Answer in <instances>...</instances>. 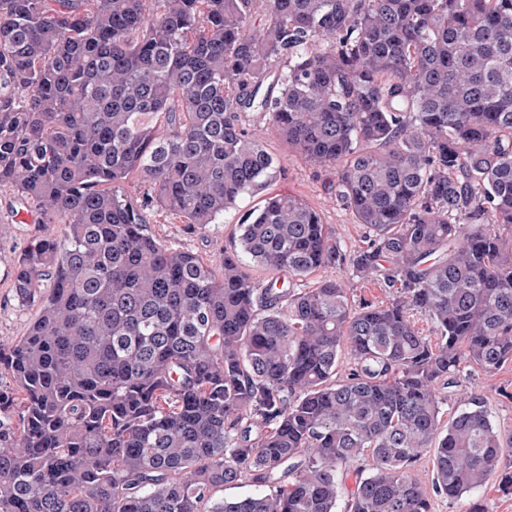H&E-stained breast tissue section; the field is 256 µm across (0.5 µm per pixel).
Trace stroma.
<instances>
[{
    "mask_svg": "<svg viewBox=\"0 0 512 512\" xmlns=\"http://www.w3.org/2000/svg\"><path fill=\"white\" fill-rule=\"evenodd\" d=\"M245 126L261 136L267 149L277 156L283 166L270 191L274 194H293L306 200L330 224L337 243L345 250L365 247L367 240L362 225L356 224L350 211L336 196V171L332 168L314 169L305 164L295 149L289 147L266 118L251 112L244 115ZM22 207L12 193L0 192V344L15 342L24 336L38 315L35 304H22L10 287L13 268L39 232L61 236L64 227L23 221ZM236 219L226 215L223 223L210 225L206 232L188 228L169 212L154 210L148 216L147 231L166 246L195 254L204 263L217 261L224 251L233 250ZM478 395L487 402L494 424L512 430V361L493 374L475 372L462 376L456 392L442 404L445 417H452L459 407L460 395Z\"/></svg>",
    "mask_w": 512,
    "mask_h": 512,
    "instance_id": "1",
    "label": "stroma"
}]
</instances>
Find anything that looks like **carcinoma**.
Returning a JSON list of instances; mask_svg holds the SVG:
<instances>
[{"label": "carcinoma", "mask_w": 512, "mask_h": 512, "mask_svg": "<svg viewBox=\"0 0 512 512\" xmlns=\"http://www.w3.org/2000/svg\"><path fill=\"white\" fill-rule=\"evenodd\" d=\"M247 112L336 168L366 247L267 193ZM0 191L66 225L12 280L39 314L0 346V512H431L424 452L440 495L512 486L482 399L441 413L512 361V0H0ZM262 193L219 273L146 232ZM330 266L388 302L306 284ZM350 288L354 302L357 304L369 301L375 304L386 303L388 293L376 284L360 281L357 278L350 279Z\"/></svg>", "instance_id": "1"}]
</instances>
